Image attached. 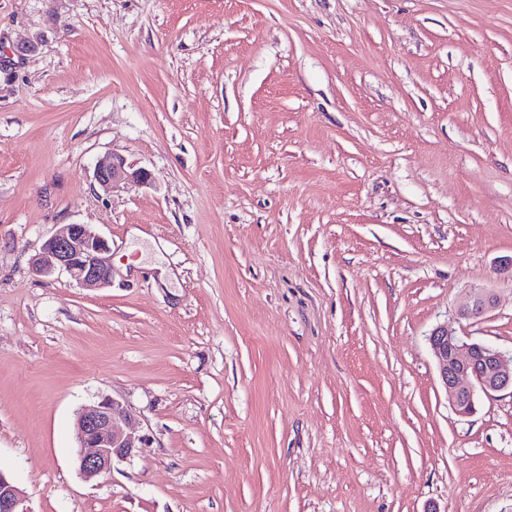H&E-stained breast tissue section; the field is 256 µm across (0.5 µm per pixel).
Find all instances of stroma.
I'll return each instance as SVG.
<instances>
[{
	"label": "stroma",
	"mask_w": 512,
	"mask_h": 512,
	"mask_svg": "<svg viewBox=\"0 0 512 512\" xmlns=\"http://www.w3.org/2000/svg\"><path fill=\"white\" fill-rule=\"evenodd\" d=\"M34 52L17 56V45ZM152 174L104 193L112 155ZM91 224L110 286L36 276ZM512 0H0V471L29 512H512ZM494 309L458 319L463 297ZM143 448L85 481L78 413ZM428 342L456 414L470 415L479 393H512V356L509 367L506 355L498 348L471 341L448 326L433 329Z\"/></svg>",
	"instance_id": "1"
}]
</instances>
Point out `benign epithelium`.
<instances>
[{"mask_svg": "<svg viewBox=\"0 0 512 512\" xmlns=\"http://www.w3.org/2000/svg\"><path fill=\"white\" fill-rule=\"evenodd\" d=\"M95 181L106 192L119 184L149 185L152 175L133 168L120 157L100 165ZM111 248L90 224H65L43 244L31 261L41 276L57 271L66 273L77 284L105 287L112 282ZM495 305L494 296L483 291L467 294L458 307L462 319L484 316ZM437 361L439 376L456 414L467 416L476 405L477 396L512 391V366L499 349L474 342L467 336L439 326L428 337ZM133 416L121 402L105 398L83 410L77 417L80 451L76 464L79 474L91 481L109 474L117 462L130 459L142 436L136 434ZM24 496L14 482L0 471V512H27L21 508Z\"/></svg>", "mask_w": 512, "mask_h": 512, "instance_id": "benign-epithelium-1", "label": "benign epithelium"}]
</instances>
